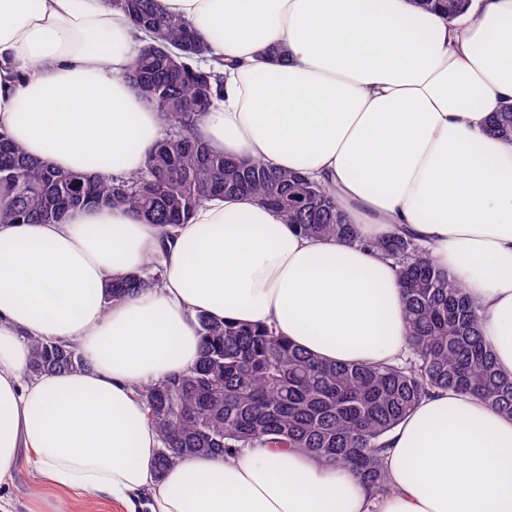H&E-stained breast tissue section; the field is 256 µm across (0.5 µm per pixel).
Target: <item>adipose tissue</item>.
<instances>
[{"mask_svg": "<svg viewBox=\"0 0 512 512\" xmlns=\"http://www.w3.org/2000/svg\"><path fill=\"white\" fill-rule=\"evenodd\" d=\"M223 58L194 128L212 150L333 193L355 242L311 238L251 198L214 199L163 236L130 210L0 224V483L85 491L124 512H512V416L439 391L390 433L389 490L283 448L160 446L139 387L192 368L197 318L272 326L325 361L407 349L397 268L369 239L409 230L479 307L512 376V0L449 23L414 0H159ZM145 34L102 0H0V133L56 169L137 173L163 122L126 80ZM160 258L159 287L112 304L108 280ZM82 368L31 375L30 339ZM486 128L489 134L512 143V102H504L487 120Z\"/></svg>", "mask_w": 512, "mask_h": 512, "instance_id": "ef3b65f1", "label": "adipose tissue"}]
</instances>
